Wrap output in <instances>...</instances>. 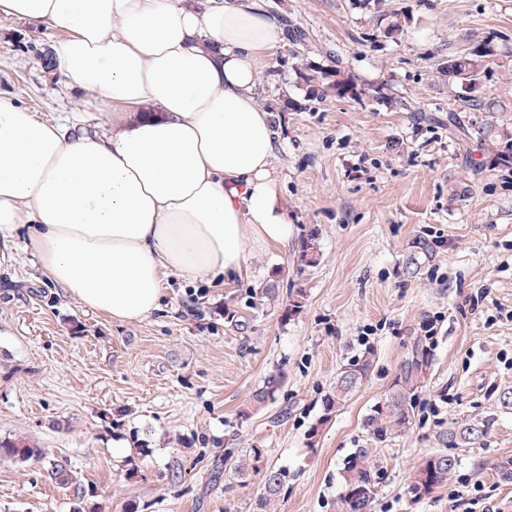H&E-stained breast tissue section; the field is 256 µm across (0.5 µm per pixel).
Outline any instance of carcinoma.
<instances>
[{
	"label": "carcinoma",
	"mask_w": 512,
	"mask_h": 512,
	"mask_svg": "<svg viewBox=\"0 0 512 512\" xmlns=\"http://www.w3.org/2000/svg\"><path fill=\"white\" fill-rule=\"evenodd\" d=\"M495 50L488 43H477L468 46L448 57L444 66V76L448 83H459L470 93L469 101L484 109L486 103L477 95L482 76L488 68L490 58ZM321 95L334 93L343 96L356 89V84L349 77H342L341 70L323 69L320 71ZM448 132L459 141H467L476 134L482 138L487 151L490 152V163L494 166L512 167V131L495 129L488 125L471 132L463 126L454 125ZM318 230L311 229L303 241L300 258L306 265L315 262L318 255ZM424 353L415 349L412 356L401 365L399 374L388 392L372 407L371 413L364 422L366 435L373 441L383 443L391 441L406 433L412 426L415 417L417 392L421 384ZM371 360L364 356L357 362L348 365L336 376L332 391L324 402V413L311 426L309 436L314 438L319 428L326 423L333 412L337 411L348 398L353 395L368 377ZM281 385V376L269 375L264 384L256 389L250 398L255 407H262L274 398ZM486 432V423L475 419L464 425L452 427L441 435L442 441L450 448L460 444H473L482 439ZM47 459L44 449L21 437L0 438V461ZM49 460V459H47ZM50 475L55 482L68 486L75 482L73 471L62 461L49 460ZM458 460L447 453H438L423 459L408 478L407 491L411 499L420 501L448 483V477L456 469ZM230 469L237 477L244 479L254 473H264L266 494L256 502V512H268V507L282 485L283 474L264 465V451L251 448L243 456L230 464ZM344 492L341 496V512H371L375 496L374 482L371 475V457L367 448H357L351 453L343 467Z\"/></svg>",
	"instance_id": "1"
}]
</instances>
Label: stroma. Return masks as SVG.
<instances>
[{
    "instance_id": "35a3bbf8",
    "label": "stroma",
    "mask_w": 512,
    "mask_h": 512,
    "mask_svg": "<svg viewBox=\"0 0 512 512\" xmlns=\"http://www.w3.org/2000/svg\"><path fill=\"white\" fill-rule=\"evenodd\" d=\"M266 4L308 35L262 54L255 90L275 111L273 168L294 237L252 255L245 278L169 276L158 311L122 322L49 279L19 235L0 254V437L67 460L76 481L0 461V512H254L262 476L224 467L252 448L286 475L272 512H341L343 464L359 446L372 449L371 512H464L448 492L476 486L490 512H512V481L498 470L512 459V404L500 399L512 391V321L494 316L496 305L512 309V168L491 166L480 139L448 133L452 117L512 130V0ZM61 37L0 18V95L47 120L81 112L84 128L104 132L94 100L42 64ZM482 41L498 55L476 111L441 67ZM336 65L358 95H316L311 70ZM383 83L415 111L373 97ZM313 228L317 260L304 267ZM269 283L276 299L259 298ZM298 294L301 308L286 314ZM417 345L429 366L414 424L370 444L363 422ZM366 353L367 379L321 422L337 373ZM272 373L282 376L274 399L250 407ZM474 419L488 423L482 441L455 449L447 486L412 501L408 476L445 452L440 431ZM116 439L128 447L119 459Z\"/></svg>"
}]
</instances>
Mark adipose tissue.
Instances as JSON below:
<instances>
[{
	"label": "adipose tissue",
	"mask_w": 512,
	"mask_h": 512,
	"mask_svg": "<svg viewBox=\"0 0 512 512\" xmlns=\"http://www.w3.org/2000/svg\"><path fill=\"white\" fill-rule=\"evenodd\" d=\"M0 16L62 32L70 90L112 109L72 132L0 96V250L28 248L82 305L119 321L159 307L168 275L245 274L293 227L255 97L284 29L263 0H0Z\"/></svg>",
	"instance_id": "ef3b65f1"
}]
</instances>
